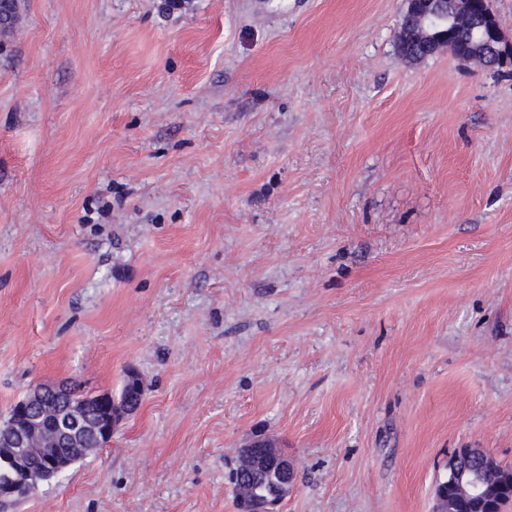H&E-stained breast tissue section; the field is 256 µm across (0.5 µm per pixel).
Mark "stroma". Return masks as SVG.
<instances>
[{"mask_svg": "<svg viewBox=\"0 0 512 512\" xmlns=\"http://www.w3.org/2000/svg\"><path fill=\"white\" fill-rule=\"evenodd\" d=\"M402 0H21L0 39V422L137 412L16 512H433L512 468V74L398 50ZM86 404L94 410L97 405L98 396H109V394L91 395L88 393H79L75 387L71 388L65 385H59L53 388H42L39 391V399L46 396L60 398L66 397L68 399L63 408L57 407L55 410L46 405L37 406L33 405L34 413L32 421H40L44 415H52V425L48 435L52 437L59 445L64 447L76 446L88 434H96L99 426L90 421L86 415ZM105 404L107 415L105 422L102 424L103 429L100 430L103 445L112 439V431L115 430L116 425L120 421L115 412L112 411L111 400L107 397L100 399ZM52 413V414H51ZM491 455L483 448H461L455 452L448 465V490L457 484L468 483L472 488L475 512H501L500 497L495 500L492 492L484 488L477 477L478 466ZM294 470L239 461L233 479L240 511L266 512L277 509L284 500L285 486L292 487L294 484Z\"/></svg>", "mask_w": 512, "mask_h": 512, "instance_id": "1", "label": "stroma"}]
</instances>
